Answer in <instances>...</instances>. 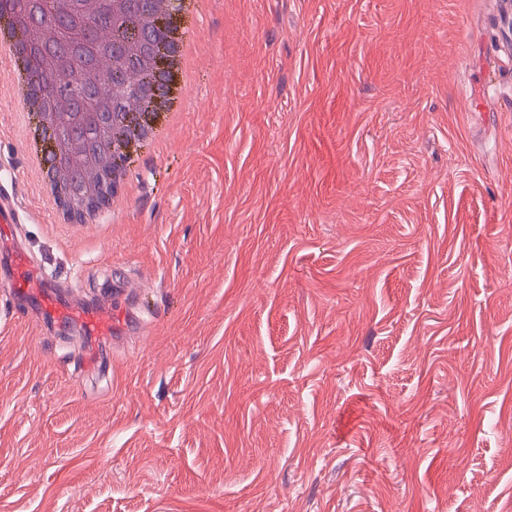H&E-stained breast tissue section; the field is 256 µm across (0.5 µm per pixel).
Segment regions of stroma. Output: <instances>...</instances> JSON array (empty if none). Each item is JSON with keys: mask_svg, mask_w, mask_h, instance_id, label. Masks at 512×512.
I'll list each match as a JSON object with an SVG mask.
<instances>
[{"mask_svg": "<svg viewBox=\"0 0 512 512\" xmlns=\"http://www.w3.org/2000/svg\"><path fill=\"white\" fill-rule=\"evenodd\" d=\"M494 0H205L123 223L0 200L138 328L97 366L0 275V512H512V66Z\"/></svg>", "mask_w": 512, "mask_h": 512, "instance_id": "1", "label": "stroma"}]
</instances>
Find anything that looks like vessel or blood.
I'll return each instance as SVG.
<instances>
[{"instance_id": "vessel-or-blood-1", "label": "vessel or blood", "mask_w": 512, "mask_h": 512, "mask_svg": "<svg viewBox=\"0 0 512 512\" xmlns=\"http://www.w3.org/2000/svg\"><path fill=\"white\" fill-rule=\"evenodd\" d=\"M5 258L15 303L36 305L54 323L76 326L86 336L105 339L125 328L129 315L122 294L106 295L80 307L60 298L43 270L23 250L12 249Z\"/></svg>"}]
</instances>
